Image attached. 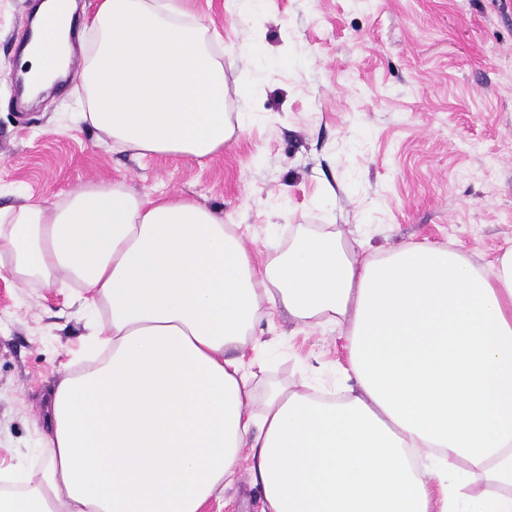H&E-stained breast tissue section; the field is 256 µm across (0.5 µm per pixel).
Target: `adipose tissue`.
Segmentation results:
<instances>
[{"label":"adipose tissue","mask_w":512,"mask_h":512,"mask_svg":"<svg viewBox=\"0 0 512 512\" xmlns=\"http://www.w3.org/2000/svg\"><path fill=\"white\" fill-rule=\"evenodd\" d=\"M74 0H42L20 57L62 75ZM78 78L82 123L138 152L205 162L236 134L204 21L100 0ZM0 269L78 285L90 366L52 392L42 464L0 466V512H203L241 468L261 512H512V248L358 259L304 230L259 262L223 215L120 182L0 207ZM284 311L345 328L356 385L257 386V325Z\"/></svg>","instance_id":"adipose-tissue-1"}]
</instances>
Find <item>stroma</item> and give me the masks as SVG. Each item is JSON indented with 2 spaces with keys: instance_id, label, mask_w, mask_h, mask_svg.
<instances>
[{
  "instance_id": "stroma-1",
  "label": "stroma",
  "mask_w": 512,
  "mask_h": 512,
  "mask_svg": "<svg viewBox=\"0 0 512 512\" xmlns=\"http://www.w3.org/2000/svg\"><path fill=\"white\" fill-rule=\"evenodd\" d=\"M38 0H0V205L120 181L221 210L265 260L303 225L331 224L360 256L447 244L470 259L512 247V0H170L210 21L227 109L244 130L205 163L120 150L77 125V79L18 96L19 46ZM251 56H243V49ZM86 316L66 294L0 269V464L34 462L46 398L82 368ZM258 378L354 386L339 328L261 321ZM206 512H259L241 471Z\"/></svg>"
}]
</instances>
